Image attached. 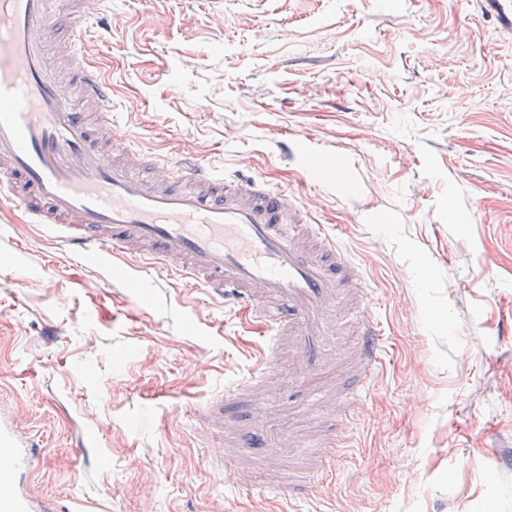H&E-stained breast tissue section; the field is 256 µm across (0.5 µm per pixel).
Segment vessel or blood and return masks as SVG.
Listing matches in <instances>:
<instances>
[{
    "mask_svg": "<svg viewBox=\"0 0 512 512\" xmlns=\"http://www.w3.org/2000/svg\"><path fill=\"white\" fill-rule=\"evenodd\" d=\"M56 2L0 0V196L75 256L152 269L241 306L263 337L261 351L249 376L197 406V416L225 465L250 448L283 461L286 435L239 424L236 405L253 391L250 409L260 410L284 359L289 389L306 384L303 406L312 408V382L346 337L356 389L326 413L360 408L383 365L386 332L364 273L330 225L281 185L229 177L191 157L173 163L113 131L112 79L87 51L104 0H77L68 11ZM81 100L94 105L97 122L79 112ZM347 443L339 426L320 435L321 473ZM35 457L33 442L0 410V512H53L24 478Z\"/></svg>",
    "mask_w": 512,
    "mask_h": 512,
    "instance_id": "b4317fda",
    "label": "vessel or blood"
}]
</instances>
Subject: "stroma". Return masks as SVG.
<instances>
[{
  "label": "stroma",
  "mask_w": 512,
  "mask_h": 512,
  "mask_svg": "<svg viewBox=\"0 0 512 512\" xmlns=\"http://www.w3.org/2000/svg\"><path fill=\"white\" fill-rule=\"evenodd\" d=\"M103 19L88 51L117 131L293 190L365 271L390 355L297 512H512V464L483 470L512 450V32L474 0H112ZM260 342L0 202V406L55 512H286L256 452L221 470L194 413Z\"/></svg>",
  "instance_id": "1"
}]
</instances>
